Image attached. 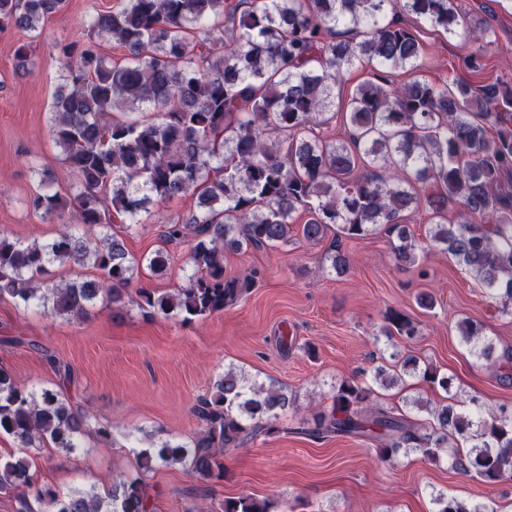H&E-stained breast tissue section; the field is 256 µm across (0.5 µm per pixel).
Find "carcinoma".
Here are the masks:
<instances>
[{"mask_svg":"<svg viewBox=\"0 0 512 512\" xmlns=\"http://www.w3.org/2000/svg\"><path fill=\"white\" fill-rule=\"evenodd\" d=\"M66 0H0V31H34L61 13ZM445 33L463 31L473 51L467 66L486 70L487 30L469 28L458 0H120L92 14L82 38L61 48L65 84L51 106L50 134L79 191L65 195L45 176L26 199L43 221L63 223L48 242L22 244L0 231V298L53 316L82 319L100 302H122L141 271L164 274L169 252L140 259L108 232L112 216L126 229L163 225L164 244H185L192 269L186 284L158 291L139 286L138 303L159 315L190 321L235 306L254 286L250 273L224 274V253L282 248L300 238L323 241L337 228L318 272L342 276L350 258L341 238L377 230L392 239L398 261L416 265L424 250L452 257L495 303L512 314V81L474 86L414 79L396 84V69L420 67L423 46L405 17ZM115 41L126 62L110 64L102 42ZM364 60L378 72L351 93L348 136L320 131L329 124L336 83ZM196 199L186 216L165 219L160 205ZM455 210L448 219V210ZM430 214L424 238L409 225ZM85 231L75 235L68 225ZM53 265L94 268V279L55 282ZM387 332L411 339L418 326L400 310L385 316ZM457 330L482 360L500 362L504 378L512 355L469 320ZM388 390L419 377L441 388L445 403L413 401L423 422L379 405L376 388L343 380L332 402L311 419L309 434L379 443L380 462L418 453L431 463L446 452L458 473L493 484L512 480V409H489L480 397L466 410L451 394V379L421 367L413 355ZM288 390L259 385L229 368L192 409L198 430L188 442L152 441L137 451L138 471L96 487L59 493L31 473L32 453L51 448L73 454L89 432L112 440L102 424L63 391L18 386L0 369V434L20 452L0 462V493H12L18 512H154L143 474L181 466L202 479H220L219 460L260 433L279 432L280 414L295 406ZM437 512H498L443 495ZM224 512H282L271 498L243 494Z\"/></svg>","mask_w":512,"mask_h":512,"instance_id":"cac0c4a2","label":"carcinoma"}]
</instances>
